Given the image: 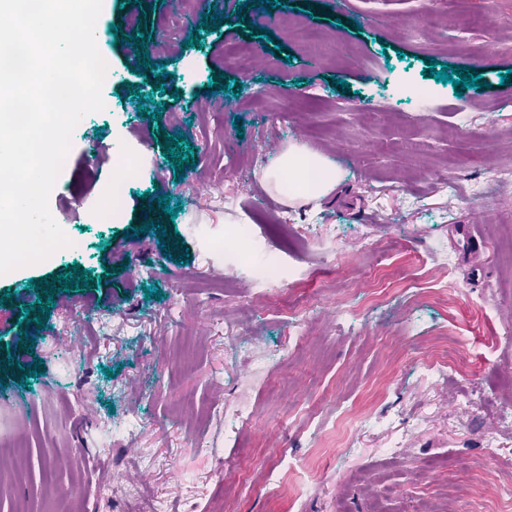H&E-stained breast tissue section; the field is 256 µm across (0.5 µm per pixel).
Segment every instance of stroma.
Here are the masks:
<instances>
[{"instance_id":"1","label":"stroma","mask_w":512,"mask_h":512,"mask_svg":"<svg viewBox=\"0 0 512 512\" xmlns=\"http://www.w3.org/2000/svg\"><path fill=\"white\" fill-rule=\"evenodd\" d=\"M104 2L97 47L114 79L102 89L104 110L74 129L49 197L57 223L85 248L0 276V386L14 394L0 403V449L16 437L27 444L9 462L19 478L0 494V512L78 503L139 512L111 492L117 468L143 485L156 512H219L230 494L238 512H367L386 484L394 494L383 512H410L417 467L433 485L466 488L446 512H512L497 494L512 485V465L482 463L489 438L512 455V425L498 418L512 398V345L496 341L512 331V188L488 176L495 163L512 167V84L500 79L512 69V0H281L275 55L251 37L264 24L244 0H195L184 18L168 0ZM213 13L222 24L201 27ZM133 20L165 77L126 67L131 44L121 33ZM300 25L317 32V47L296 39ZM195 30L199 46H186ZM234 47L250 53L248 71L230 67ZM433 59L475 68L487 89L471 90L459 109L452 85L425 81ZM219 75L236 79L239 95H209ZM424 83L433 89L425 102L414 92ZM140 93L165 103L162 118L138 111ZM160 128L190 143L196 164L183 180L162 153ZM292 146L339 171L320 201L289 204L262 181ZM121 149L138 153L141 168L108 223L92 207ZM161 195L181 203L177 218L157 207ZM149 218L167 228L165 245L140 233ZM229 224L251 225L253 257L290 273L268 283L265 301L249 288L252 267L228 287L223 259L208 250ZM273 224L289 235L271 233ZM368 236L371 252L361 249ZM72 266L88 270L87 290L63 293L34 348L24 347L26 308ZM418 271L447 287V300L397 295L338 313L337 290ZM149 288L160 299L146 298ZM292 311L315 347L296 349ZM441 330L469 372L436 383L420 365L437 353ZM30 364L40 376L22 377ZM392 375L396 385L380 390ZM470 397L477 406L465 407ZM299 402L315 407L320 435L293 412ZM340 402L370 416L351 448L334 436ZM76 453L89 461L85 475L67 464ZM228 459L250 469V485L225 471ZM267 470L277 494L258 486Z\"/></svg>"}]
</instances>
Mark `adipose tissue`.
Listing matches in <instances>:
<instances>
[{"label":"adipose tissue","instance_id":"adipose-tissue-1","mask_svg":"<svg viewBox=\"0 0 512 512\" xmlns=\"http://www.w3.org/2000/svg\"><path fill=\"white\" fill-rule=\"evenodd\" d=\"M264 178L286 199L316 201L336 187L339 174L321 154L291 147L265 171Z\"/></svg>","mask_w":512,"mask_h":512}]
</instances>
